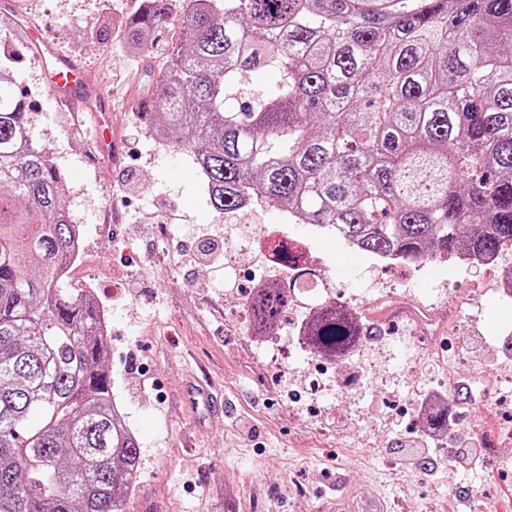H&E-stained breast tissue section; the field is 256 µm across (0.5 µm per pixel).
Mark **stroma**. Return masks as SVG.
I'll list each match as a JSON object with an SVG mask.
<instances>
[{
  "label": "stroma",
  "mask_w": 512,
  "mask_h": 512,
  "mask_svg": "<svg viewBox=\"0 0 512 512\" xmlns=\"http://www.w3.org/2000/svg\"><path fill=\"white\" fill-rule=\"evenodd\" d=\"M24 24L40 26L81 61L111 107L58 105L43 89L34 50L13 71L30 102L31 133L65 177V203L84 239L69 285L92 284L109 312L113 393L139 445L140 478L130 512H320L334 491L344 512L388 504L390 512H512V292L496 269L447 263L374 266L347 256L336 238L315 241L311 260L330 268L337 300L355 299L369 331L341 363L338 387L287 402L284 382L301 387L309 359L288 347L263 348L245 314L244 286L223 267L182 265L199 226L224 232L241 214H217L189 155L155 142L133 105L182 40V0L150 48L126 44L120 26L137 0H15ZM111 24L104 44L84 33ZM278 69L243 76L225 107L277 91ZM117 152L103 154L95 131ZM139 194L124 197L118 182ZM179 218L167 234H145L142 214L159 203ZM436 311L429 345L409 311ZM469 398L454 402V388ZM206 387L209 402L194 397ZM442 393L448 430L435 434L412 402Z\"/></svg>",
  "instance_id": "1"
}]
</instances>
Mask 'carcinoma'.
Wrapping results in <instances>:
<instances>
[{
    "label": "carcinoma",
    "instance_id": "carcinoma-1",
    "mask_svg": "<svg viewBox=\"0 0 512 512\" xmlns=\"http://www.w3.org/2000/svg\"><path fill=\"white\" fill-rule=\"evenodd\" d=\"M166 20L163 3L127 16L128 46ZM181 24L143 116L217 213L260 197L405 262L512 248V0H190ZM18 59L0 60V512H129L139 448L112 414L99 310L62 277L79 228L8 75ZM270 65L274 96L224 108ZM286 303L254 297L257 328ZM361 336L336 306L310 328L338 358Z\"/></svg>",
    "mask_w": 512,
    "mask_h": 512
}]
</instances>
